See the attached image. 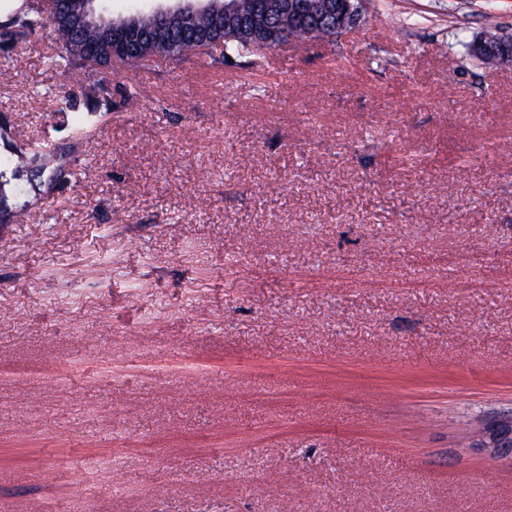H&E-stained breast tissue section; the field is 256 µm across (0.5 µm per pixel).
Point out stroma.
I'll use <instances>...</instances> for the list:
<instances>
[{
  "label": "stroma",
  "mask_w": 512,
  "mask_h": 512,
  "mask_svg": "<svg viewBox=\"0 0 512 512\" xmlns=\"http://www.w3.org/2000/svg\"><path fill=\"white\" fill-rule=\"evenodd\" d=\"M512 0L60 75L0 43V512H512ZM112 105L81 96L92 79ZM78 93L75 110L51 99ZM478 40H485V46L487 45H497V41L506 40V34L501 32L498 28H488L486 29L480 36L474 38L471 41H462V45L465 48L466 55L471 60L477 61L483 67H492L494 65V61L491 59L487 50H478L475 48V44ZM20 161H14L11 171L13 180H26L32 189H36L35 181L53 183L63 173V164H58L60 154L57 153V146L53 144H36L27 153H21ZM25 177V179H24ZM495 419L498 421L495 425L487 427L485 423L469 437V448H483L494 455L511 454L512 411Z\"/></svg>",
  "instance_id": "35a3bbf8"
}]
</instances>
